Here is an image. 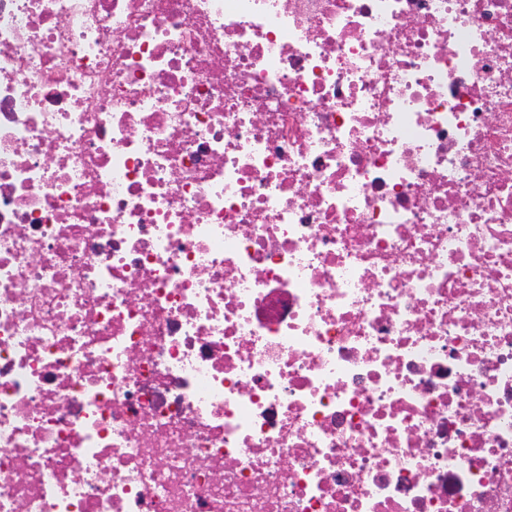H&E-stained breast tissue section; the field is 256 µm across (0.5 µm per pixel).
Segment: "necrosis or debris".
<instances>
[{
  "label": "necrosis or debris",
  "instance_id": "4bbe7bcc",
  "mask_svg": "<svg viewBox=\"0 0 512 512\" xmlns=\"http://www.w3.org/2000/svg\"><path fill=\"white\" fill-rule=\"evenodd\" d=\"M0 512H512V0H0Z\"/></svg>",
  "mask_w": 512,
  "mask_h": 512
}]
</instances>
